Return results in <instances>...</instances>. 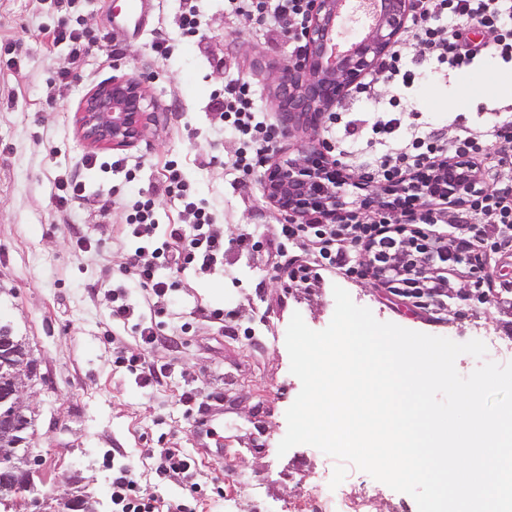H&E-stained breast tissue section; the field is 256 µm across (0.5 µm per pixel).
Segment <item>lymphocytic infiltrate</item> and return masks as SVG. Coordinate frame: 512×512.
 Masks as SVG:
<instances>
[{
	"label": "lymphocytic infiltrate",
	"mask_w": 512,
	"mask_h": 512,
	"mask_svg": "<svg viewBox=\"0 0 512 512\" xmlns=\"http://www.w3.org/2000/svg\"><path fill=\"white\" fill-rule=\"evenodd\" d=\"M231 2L243 15L280 24L288 30L304 23L310 6V0ZM476 24L492 33L491 43H473L470 34ZM414 39L424 50L426 59H437L452 69L472 66L488 51L503 62L512 63V0H416ZM224 106L221 117L229 121L242 142L234 166L242 174H249L261 156L272 148L275 131L256 116L246 85L229 87ZM493 143L498 146L494 153L488 150ZM446 151L472 160H487L492 168L511 165L512 123L486 134L465 135L449 146L431 135L416 138L411 150L383 157L365 176L370 180L397 183L405 175L429 167ZM166 183L169 193L186 199L192 225L186 229L173 224L165 236H158L153 218L154 200L149 194L139 193L130 216L132 235L137 241L127 258L130 283L113 289L110 308L113 323L131 326L141 342L150 347L161 340L160 319L166 314L170 295L177 286L176 281L160 277V269L178 271L191 264L207 269L224 253L223 232L217 230L205 203L188 201L189 187L177 164L169 165ZM475 205L486 223L503 227L502 245L512 244V184L492 188L476 199ZM401 234V228L395 227L384 215L373 224L331 223L318 219L304 224H284L278 236L285 243L305 240L315 243L321 257L328 259L337 246L344 243L367 248L383 241L390 250H397L402 244ZM133 286L145 291L149 316L137 315L135 306L130 303L129 289ZM112 507L114 512H157L153 501L140 496L134 475L127 467L112 474Z\"/></svg>",
	"instance_id": "f902f5d3"
}]
</instances>
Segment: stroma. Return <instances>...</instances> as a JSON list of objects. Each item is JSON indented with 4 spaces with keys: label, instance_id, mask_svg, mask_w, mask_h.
<instances>
[{
    "label": "stroma",
    "instance_id": "stroma-1",
    "mask_svg": "<svg viewBox=\"0 0 512 512\" xmlns=\"http://www.w3.org/2000/svg\"><path fill=\"white\" fill-rule=\"evenodd\" d=\"M198 13L196 36L182 33L188 7ZM126 0H0V322L23 337L37 363L39 383L33 455L42 459L41 494L60 499L81 488L112 512V471L131 465L143 496L161 505L182 503L187 512H291L314 475L333 472L337 461L310 445L285 455L277 449L287 431L285 413L301 390L290 371L285 346L293 313L308 327L326 328L333 316V286L369 308L381 322L458 343L500 336L505 346L488 348L487 358L512 362V315L498 300H512V249L498 246L499 228L478 210L456 205L431 225L434 235L467 234L480 226L487 253L483 277L491 280L488 302L463 308L462 316L428 298L396 292L366 275L368 255L350 253L347 264H331L309 242L290 247L296 264L309 267L318 282L304 288L279 268L278 232L291 218L268 201L259 173L233 169L240 147L219 114L224 89L246 84L254 110L277 129L274 154L293 157L304 132L282 135L285 118L271 82L292 64L298 41L282 28L257 25L232 12L228 0H149L136 31L115 27ZM82 29L88 44L79 61L70 46L53 42L59 24ZM165 45L167 53L157 52ZM262 59V69L251 67ZM412 86L373 74V95H346L338 105L343 121L321 123L314 137L328 146L346 141L350 168L410 148L433 130L451 141L470 132L512 121V103L492 87L470 91L500 58L438 71L422 78L414 55L404 60ZM69 68L66 86L57 77ZM138 72L146 79L145 105L151 131L125 149L98 148L104 168L82 169L88 148L78 135V114L100 83ZM395 114L400 128L386 140L371 127ZM121 168H112L114 160ZM176 162L196 199L205 200L224 231V258L211 268L191 265L175 273L176 301L165 316V345L142 344L130 328L113 326L112 289L126 282L124 271L135 241L129 233L130 204L150 191L156 224H189L184 204L166 190L165 166ZM60 174L83 178L90 192L110 196L109 211L75 204L59 211L51 195ZM93 240L90 251L71 242ZM234 312L217 323L215 309ZM270 344L261 345L258 335ZM155 364H174L168 378L150 385L112 358L113 344ZM193 391L195 404L182 400ZM209 417L218 439L203 435L199 419ZM179 448L195 461L192 478H167L156 470L147 448Z\"/></svg>",
    "mask_w": 512,
    "mask_h": 512
}]
</instances>
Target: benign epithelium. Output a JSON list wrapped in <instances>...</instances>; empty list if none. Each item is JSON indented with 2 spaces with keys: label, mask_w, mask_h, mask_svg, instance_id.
Instances as JSON below:
<instances>
[{
  "label": "benign epithelium",
  "mask_w": 512,
  "mask_h": 512,
  "mask_svg": "<svg viewBox=\"0 0 512 512\" xmlns=\"http://www.w3.org/2000/svg\"><path fill=\"white\" fill-rule=\"evenodd\" d=\"M341 2L343 0H311L300 53L275 79L274 98L288 120V126L282 129L285 135L300 128L316 129L322 116L335 110L348 91L376 71L406 32L413 11V0H379L375 22L367 27L360 41L352 43L345 55L335 59L331 52ZM145 99L146 79L141 76L114 77L97 86L90 92L79 115L81 138L95 147L123 148L135 144L150 132L151 116L144 106ZM263 166L265 196L281 210L295 216L317 211L330 221L342 216L347 181L336 162L328 158L324 144L311 138L302 146L299 157L267 159ZM442 184L448 185L446 198L460 202L477 197L483 191L480 172L465 157L436 167L429 175L399 186H386L379 192L364 182L357 183V188L364 191L359 197L362 206L376 203L395 209L402 195L411 194L428 201ZM450 258L459 264L470 265L474 261L467 251L450 253L430 243L416 250L413 262L405 269L401 256L385 252L374 253L371 269L376 278L389 271L402 275L409 270L421 288L435 284L450 299L483 301L482 280L478 277L471 280L464 293L457 294L449 288L448 274L453 272L448 267ZM14 345L12 337L0 336V369L10 370L8 385L0 387V402L12 408L9 415L0 417V446L3 448H16L33 437L30 416L34 415V408L26 401L25 393L34 388L35 377L24 369L15 368ZM38 462L29 449H24L16 460L0 466V484L15 487L25 484L39 472ZM48 505L46 499L30 500L19 495L0 500L3 512H47Z\"/></svg>",
  "instance_id": "obj_1"
}]
</instances>
